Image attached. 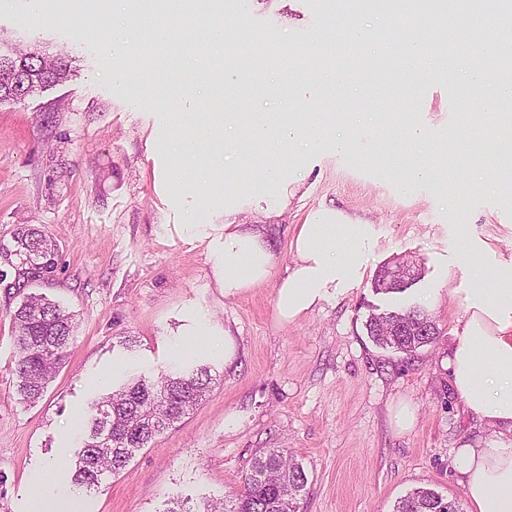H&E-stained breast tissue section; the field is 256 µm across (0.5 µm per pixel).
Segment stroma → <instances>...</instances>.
<instances>
[{"label": "stroma", "mask_w": 512, "mask_h": 512, "mask_svg": "<svg viewBox=\"0 0 512 512\" xmlns=\"http://www.w3.org/2000/svg\"><path fill=\"white\" fill-rule=\"evenodd\" d=\"M113 2L87 0L106 23L101 30L48 26L27 0H0L1 41L73 56L77 67L24 100L0 101V243H12L22 224L54 240L57 268L31 289L77 322V342L43 398L22 403L11 322L22 295L0 287V512H32L44 489L75 499L81 512H165L176 497L197 506L238 492L252 458L269 448L288 449L306 470L300 512H392L417 487L465 500L458 448L512 441L446 389L464 297L512 263V170L473 130L493 82L512 68H491L490 84L466 94L442 73L475 62L482 21L457 20L462 40L432 27L428 54L417 58L407 38H388L401 20L384 12L365 16L377 43L351 42L336 25L343 0H252L246 10L240 0H191L195 23L168 16L170 30L187 32L184 55L150 52L159 17L152 0H128L121 15ZM220 17L238 54L208 44ZM119 21L136 51L104 56ZM260 37L285 60L255 55ZM349 54L367 65L343 92L329 77L337 56ZM113 70L136 72L135 84L113 82ZM211 112H242L272 128L286 113L314 112L322 143L298 144L271 187L262 174L277 155L252 148L241 128L223 166L212 167L210 146L171 158L173 143ZM411 124L426 129V141L408 136ZM346 132L351 149L336 155L332 139ZM419 164L431 175L406 182ZM188 207L213 224L230 208L234 220L266 226L277 278L292 261L296 225L321 207L370 223L375 246L359 284L281 326L273 284L225 297L205 243L176 229ZM476 238L493 250L481 268L461 259ZM404 254L420 264V279L401 293L376 292L380 266ZM411 303L435 317L438 341L413 356L376 345L368 316ZM202 320L216 337L231 333L232 359L220 351L173 356ZM188 363L211 370L203 402L97 490L75 486L68 462L81 438L67 436L70 420L89 417L94 399L131 377L154 380ZM401 401L417 410L405 433L392 422Z\"/></svg>", "instance_id": "obj_1"}]
</instances>
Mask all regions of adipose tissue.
I'll return each instance as SVG.
<instances>
[{
	"mask_svg": "<svg viewBox=\"0 0 512 512\" xmlns=\"http://www.w3.org/2000/svg\"><path fill=\"white\" fill-rule=\"evenodd\" d=\"M315 127L310 116L274 131L254 123L247 136L256 144H272L285 160ZM182 229L207 242L225 297L274 283V318L280 324L312 312L336 290L349 289L366 270L368 226L336 209L317 211L297 225L290 241L292 264L277 280L275 247L265 226L227 221L215 228L190 210ZM466 312L448 356L454 393L482 422L512 430V269L470 291ZM459 457L471 512H512V444L466 446Z\"/></svg>",
	"mask_w": 512,
	"mask_h": 512,
	"instance_id": "ef3b65f1",
	"label": "adipose tissue"
}]
</instances>
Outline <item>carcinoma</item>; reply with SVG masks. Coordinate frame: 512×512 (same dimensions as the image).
<instances>
[{"instance_id":"1","label":"carcinoma","mask_w":512,"mask_h":512,"mask_svg":"<svg viewBox=\"0 0 512 512\" xmlns=\"http://www.w3.org/2000/svg\"><path fill=\"white\" fill-rule=\"evenodd\" d=\"M26 77L17 94L65 81L71 76L66 57L62 76L44 73L37 50L18 52ZM57 248L38 227L16 230L14 246L0 244V264L13 270L14 288L21 291L43 281L45 269H56ZM388 265L377 271L374 287L381 293L406 290L404 283L385 284ZM15 337L17 393L26 403L42 399L49 384L65 364L76 341L74 315L40 293H28L11 315ZM368 335L385 348L412 355L436 341L439 329L425 307L414 304L372 314L366 321ZM212 381L210 368L173 372L151 380L138 376L127 380L93 404L85 424L82 446L71 460L74 484L89 492L109 474H120L136 453L174 424L205 397ZM305 469L290 452L270 448L255 456L241 490L222 501L206 502L201 512H300L307 486ZM393 512H462L459 501L448 508V497L431 488H418L400 498Z\"/></svg>"}]
</instances>
